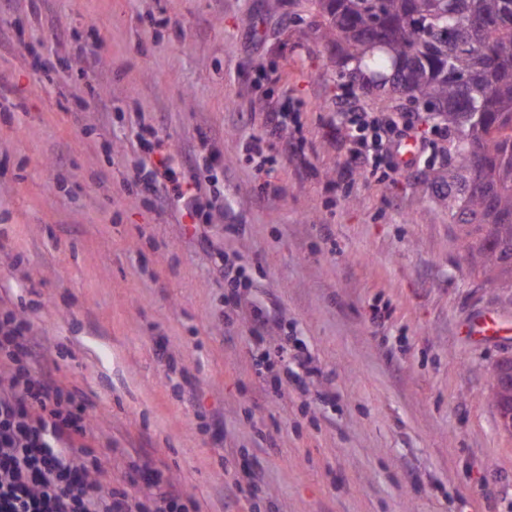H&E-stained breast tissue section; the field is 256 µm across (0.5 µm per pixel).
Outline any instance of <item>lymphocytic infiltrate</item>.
Masks as SVG:
<instances>
[{"label":"lymphocytic infiltrate","instance_id":"obj_1","mask_svg":"<svg viewBox=\"0 0 512 512\" xmlns=\"http://www.w3.org/2000/svg\"><path fill=\"white\" fill-rule=\"evenodd\" d=\"M419 120L415 112L337 113L336 136L349 171L402 169L408 139L415 142L412 165L430 163L436 144L419 138ZM29 333L27 322L9 314L0 318V355L10 364L8 383L0 387V512H187L182 495L161 489L159 476L147 467L141 476L156 488L151 502L103 492L93 477L95 464L74 446L86 426L70 409L72 394L25 362Z\"/></svg>","mask_w":512,"mask_h":512}]
</instances>
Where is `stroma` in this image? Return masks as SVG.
<instances>
[{"mask_svg":"<svg viewBox=\"0 0 512 512\" xmlns=\"http://www.w3.org/2000/svg\"><path fill=\"white\" fill-rule=\"evenodd\" d=\"M301 2L0 0V317L76 393L105 489L149 501L148 464L195 512H512V339L461 335L512 288L428 167L348 174ZM159 139L196 219L146 188Z\"/></svg>","mask_w":512,"mask_h":512,"instance_id":"obj_1","label":"stroma"}]
</instances>
